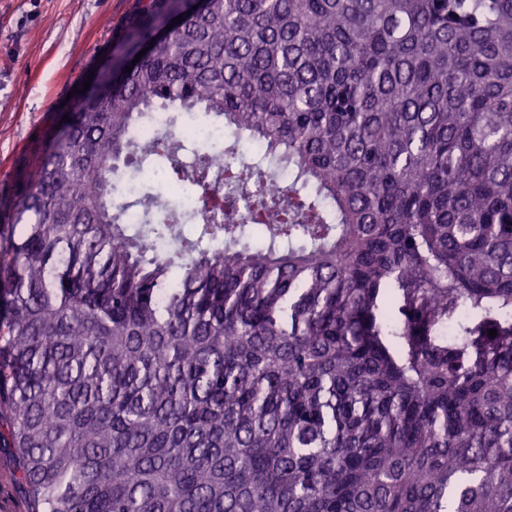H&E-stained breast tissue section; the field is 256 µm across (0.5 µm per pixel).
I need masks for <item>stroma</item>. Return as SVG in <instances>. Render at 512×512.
<instances>
[{"label":"stroma","mask_w":512,"mask_h":512,"mask_svg":"<svg viewBox=\"0 0 512 512\" xmlns=\"http://www.w3.org/2000/svg\"><path fill=\"white\" fill-rule=\"evenodd\" d=\"M135 0H0V224L29 188L36 154L73 112L83 81L121 50Z\"/></svg>","instance_id":"stroma-1"}]
</instances>
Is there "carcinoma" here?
I'll use <instances>...</instances> for the list:
<instances>
[{"label": "carcinoma", "instance_id": "obj_1", "mask_svg": "<svg viewBox=\"0 0 512 512\" xmlns=\"http://www.w3.org/2000/svg\"><path fill=\"white\" fill-rule=\"evenodd\" d=\"M180 9L124 20L149 51L0 225L28 512H512V0H204L159 36ZM155 107L233 138L196 235L112 209L118 164L220 179L134 142ZM462 304L484 317L450 349Z\"/></svg>", "mask_w": 512, "mask_h": 512}]
</instances>
